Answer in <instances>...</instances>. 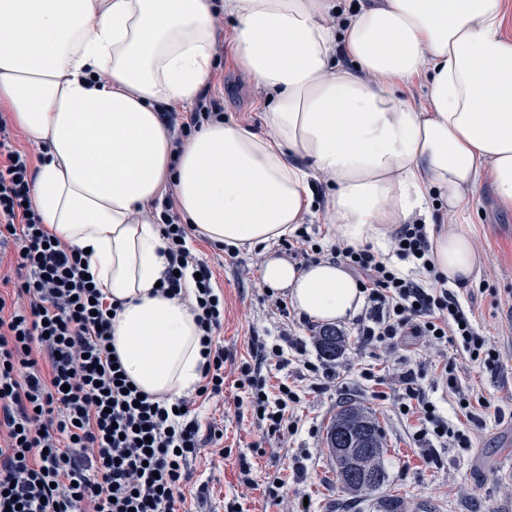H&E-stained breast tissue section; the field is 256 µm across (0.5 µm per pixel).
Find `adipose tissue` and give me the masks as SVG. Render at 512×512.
Listing matches in <instances>:
<instances>
[{
  "instance_id": "ef3b65f1",
  "label": "adipose tissue",
  "mask_w": 512,
  "mask_h": 512,
  "mask_svg": "<svg viewBox=\"0 0 512 512\" xmlns=\"http://www.w3.org/2000/svg\"><path fill=\"white\" fill-rule=\"evenodd\" d=\"M234 54L266 91V131L213 120L173 150L164 112L193 104L214 74L217 12ZM504 0H0V112L37 146L32 204L48 231L85 250L122 309L112 347L149 394L200 381L193 314L156 290L166 258L155 201L231 247L293 235L334 190L337 238L385 250L432 207L470 206L481 187L512 210V33ZM424 79L427 105L405 97ZM449 284L481 266L462 226L431 236ZM262 279L306 316L356 315L342 265L270 256Z\"/></svg>"
}]
</instances>
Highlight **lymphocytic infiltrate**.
<instances>
[{
    "mask_svg": "<svg viewBox=\"0 0 512 512\" xmlns=\"http://www.w3.org/2000/svg\"><path fill=\"white\" fill-rule=\"evenodd\" d=\"M28 154L14 147L0 118V256L14 271L0 276V512H180L191 480L188 464L216 429L202 431L194 401L224 393V349L215 334L224 299L213 273L191 249L194 225L161 203L167 264L161 293L186 303L201 330V380L194 399L140 395L114 359L112 313L101 288L90 287L79 249L51 235L29 203ZM427 225L405 224L391 236L392 259L372 246L338 242L330 254L355 275L366 296L357 319L363 345L394 351L407 338L451 347L457 356L494 369L495 343L481 336L473 313L432 265ZM197 274L187 283L186 273ZM426 445L471 447L423 395L420 375L402 376ZM240 386L269 435L293 434L287 412L300 398L287 384L270 390L250 364Z\"/></svg>",
    "mask_w": 512,
    "mask_h": 512,
    "instance_id": "obj_1",
    "label": "lymphocytic infiltrate"
}]
</instances>
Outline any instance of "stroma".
<instances>
[{"label":"stroma","instance_id":"1","mask_svg":"<svg viewBox=\"0 0 512 512\" xmlns=\"http://www.w3.org/2000/svg\"><path fill=\"white\" fill-rule=\"evenodd\" d=\"M233 27L227 16L215 20L218 67L205 93L220 105L225 121L261 132L262 94L234 57ZM468 221L482 265L473 281L456 293L473 310L481 336L501 349L503 362L491 372L461 361L457 376L463 390L491 398L493 409L482 413L479 424H467L453 396L436 385V358L428 347L412 339L395 353L383 354L361 345L353 320L347 319L338 324L346 346L328 363L334 382L327 391H314L315 376L292 350H285L284 365L265 367L270 385L287 383L300 396L293 411L298 430L284 443L267 435L252 416L236 380L240 366L254 359L256 336L270 345L284 335L305 341L309 359L319 358L306 329L307 316L293 307L276 311L268 301L270 288L259 263L272 254L286 256L285 244L256 245L231 255L204 237H194L195 254L212 268L224 296V326L218 338L224 347L225 383L223 396L201 403L197 410L201 428L219 429L223 436L190 464L192 481L184 490L187 512H228L232 505L239 512H283L261 488L243 491L239 477L244 462L260 484L280 478L289 492L307 494L311 512H383V502L392 498L398 501V512H512V471L507 468L512 461V211L497 207L485 189ZM409 368L421 372V387L440 413L468 425L471 447H439L437 463L425 462L416 440L421 424L415 415L399 410L405 395L400 374ZM379 391L387 392V399H376ZM346 402L371 412L384 437L386 482L358 496L342 489L326 443V428Z\"/></svg>","mask_w":512,"mask_h":512}]
</instances>
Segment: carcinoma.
<instances>
[{
    "mask_svg": "<svg viewBox=\"0 0 512 512\" xmlns=\"http://www.w3.org/2000/svg\"><path fill=\"white\" fill-rule=\"evenodd\" d=\"M322 354L334 358L345 347V338L336 330L318 337ZM326 442L336 464L343 489L366 493L384 485V443L376 420L361 406L347 403L341 407L327 428Z\"/></svg>",
    "mask_w": 512,
    "mask_h": 512,
    "instance_id": "carcinoma-1",
    "label": "carcinoma"
}]
</instances>
